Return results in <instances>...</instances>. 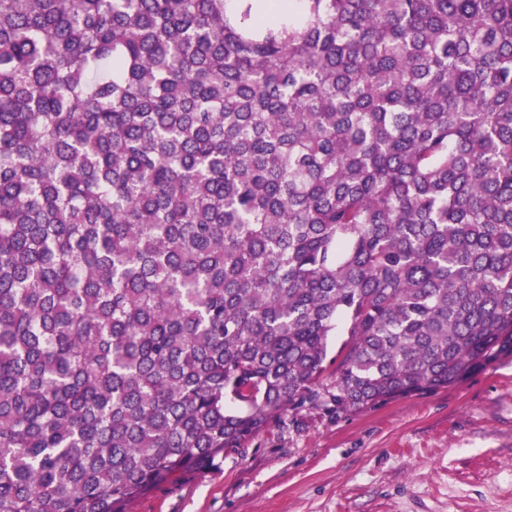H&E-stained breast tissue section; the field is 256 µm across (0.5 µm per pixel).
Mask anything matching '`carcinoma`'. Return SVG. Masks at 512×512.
<instances>
[{
    "instance_id": "obj_1",
    "label": "carcinoma",
    "mask_w": 512,
    "mask_h": 512,
    "mask_svg": "<svg viewBox=\"0 0 512 512\" xmlns=\"http://www.w3.org/2000/svg\"><path fill=\"white\" fill-rule=\"evenodd\" d=\"M508 357L512 0H0V512Z\"/></svg>"
}]
</instances>
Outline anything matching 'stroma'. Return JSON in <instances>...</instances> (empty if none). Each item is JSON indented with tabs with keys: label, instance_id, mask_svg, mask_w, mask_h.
<instances>
[{
	"label": "stroma",
	"instance_id": "35a3bbf8",
	"mask_svg": "<svg viewBox=\"0 0 512 512\" xmlns=\"http://www.w3.org/2000/svg\"><path fill=\"white\" fill-rule=\"evenodd\" d=\"M131 512H512V361L360 411L285 413Z\"/></svg>",
	"mask_w": 512,
	"mask_h": 512
}]
</instances>
